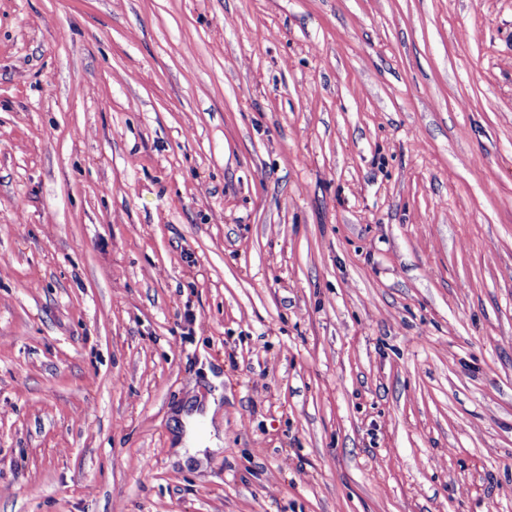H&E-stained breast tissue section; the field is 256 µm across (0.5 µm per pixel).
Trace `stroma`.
I'll return each mask as SVG.
<instances>
[{
    "instance_id": "obj_1",
    "label": "stroma",
    "mask_w": 512,
    "mask_h": 512,
    "mask_svg": "<svg viewBox=\"0 0 512 512\" xmlns=\"http://www.w3.org/2000/svg\"><path fill=\"white\" fill-rule=\"evenodd\" d=\"M0 512H512V0H0ZM217 408L212 397L206 403L204 417L194 412L192 415H183L184 421L187 423V432L183 438L177 443V449L181 454L183 462L189 458L202 459L206 449L217 450L221 441L215 437V431L211 425V419ZM203 418L207 422L208 432L204 440L197 439L192 433V427L197 419ZM208 447V448H206Z\"/></svg>"
}]
</instances>
